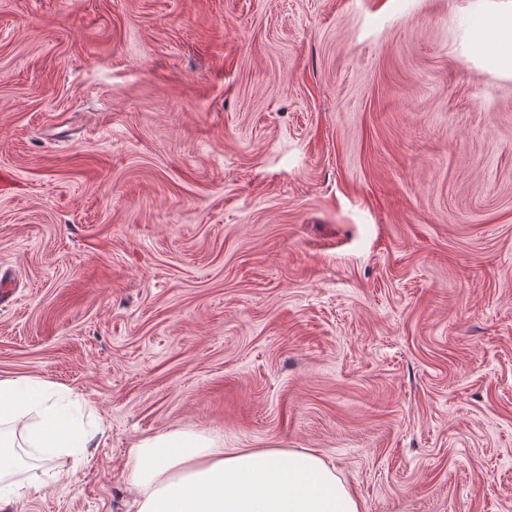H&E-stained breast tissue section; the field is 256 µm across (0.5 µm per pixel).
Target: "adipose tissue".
I'll list each match as a JSON object with an SVG mask.
<instances>
[{"label": "adipose tissue", "instance_id": "ef3b65f1", "mask_svg": "<svg viewBox=\"0 0 512 512\" xmlns=\"http://www.w3.org/2000/svg\"><path fill=\"white\" fill-rule=\"evenodd\" d=\"M70 394L48 382L0 378V512L34 491L15 481L25 444L45 458L89 448ZM135 512H364L333 464L295 448H228L218 435L173 430L129 451Z\"/></svg>", "mask_w": 512, "mask_h": 512}]
</instances>
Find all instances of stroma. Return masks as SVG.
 Instances as JSON below:
<instances>
[{"label":"stroma","instance_id":"obj_1","mask_svg":"<svg viewBox=\"0 0 512 512\" xmlns=\"http://www.w3.org/2000/svg\"><path fill=\"white\" fill-rule=\"evenodd\" d=\"M512 0H0V377L134 512L174 429L309 448L365 512H512ZM57 470L76 471L61 484ZM483 29L493 39L492 58L504 68H512V16L485 18Z\"/></svg>","mask_w":512,"mask_h":512}]
</instances>
